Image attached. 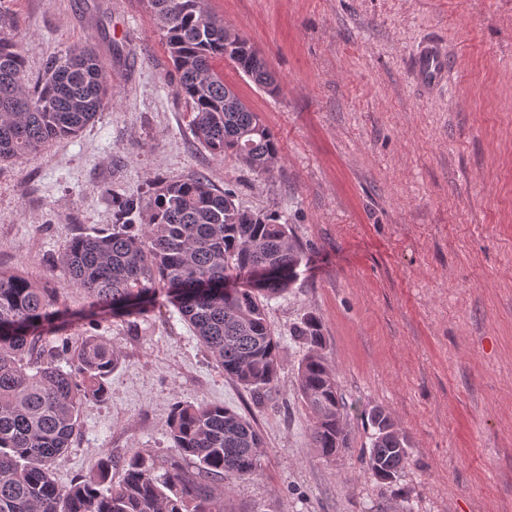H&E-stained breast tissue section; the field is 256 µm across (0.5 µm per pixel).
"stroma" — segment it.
Segmentation results:
<instances>
[{"label": "stroma", "instance_id": "obj_1", "mask_svg": "<svg viewBox=\"0 0 512 512\" xmlns=\"http://www.w3.org/2000/svg\"><path fill=\"white\" fill-rule=\"evenodd\" d=\"M25 77L82 44L109 67L113 98L74 138L0 164V267L56 289L67 240L115 222L113 198L202 175L245 209L286 215L308 259L267 318L281 338L262 404L225 377L159 303L97 330L119 356L102 400L54 471L59 485L105 453L164 472L176 403L205 401L253 421L261 472L224 482L226 512H512V0H206L274 72L268 94L230 63L225 81L278 141L269 178L195 142L171 61L144 0H7ZM435 39L448 82L426 93L411 56ZM349 405L351 448L319 458L297 389L306 313ZM389 411L408 445L393 480L362 471Z\"/></svg>", "mask_w": 512, "mask_h": 512}]
</instances>
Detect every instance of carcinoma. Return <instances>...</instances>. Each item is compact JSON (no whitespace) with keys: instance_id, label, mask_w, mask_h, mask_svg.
Returning a JSON list of instances; mask_svg holds the SVG:
<instances>
[{"instance_id":"carcinoma-1","label":"carcinoma","mask_w":512,"mask_h":512,"mask_svg":"<svg viewBox=\"0 0 512 512\" xmlns=\"http://www.w3.org/2000/svg\"><path fill=\"white\" fill-rule=\"evenodd\" d=\"M146 4L198 143L216 159L232 157L256 177L269 176L276 139L215 68L228 61L274 94L278 85L265 58L246 36L228 38L204 0ZM13 28L0 0V163L77 135L112 100L106 63L86 46L50 62L41 83L27 89ZM113 205L112 232L72 237L57 259L64 284L87 295L81 310L59 303L56 289L0 268V512H222L224 480L260 472L256 426L235 410L197 402L173 407L167 421L173 456L163 475L134 454L123 460L116 481L110 456L67 486L54 479L87 405L105 396L118 364L100 336L90 332L74 343L69 331L96 329L119 313L139 315L161 291L224 374L261 404L276 387L280 347L265 306L291 287L305 257L287 218L243 209L232 192L201 177L160 181L148 197ZM137 223L140 232L129 231ZM268 268L277 273L253 287L249 277ZM292 336L308 348L297 386L311 444L333 460L349 448L348 406L322 353L319 318L304 316ZM368 418L374 433L363 469L390 480L408 464L407 442L385 408H371ZM186 459L193 469L182 466Z\"/></svg>"}]
</instances>
